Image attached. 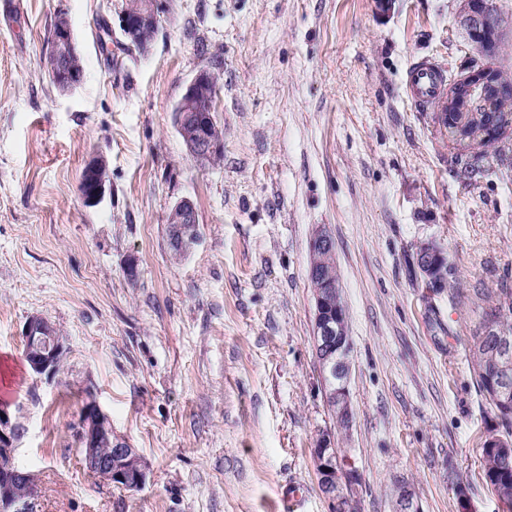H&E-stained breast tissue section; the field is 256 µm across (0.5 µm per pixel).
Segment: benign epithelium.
<instances>
[{
  "label": "benign epithelium",
  "instance_id": "1",
  "mask_svg": "<svg viewBox=\"0 0 512 512\" xmlns=\"http://www.w3.org/2000/svg\"><path fill=\"white\" fill-rule=\"evenodd\" d=\"M123 25L128 34L148 44L158 30V5L156 0H140L133 14H123ZM485 63L481 69L471 71L457 85L448 90V111L464 112L466 95L506 91L495 66L494 50L480 49ZM51 77L62 90H73L83 82V67L72 28H65L54 38L51 52ZM217 86L215 73L202 70L186 86L174 109V124L184 136L189 155L204 165L218 153L220 144L205 133L206 123L212 121L213 92ZM105 160H91L84 171L86 192L84 203L98 204L106 191L103 172ZM168 223L177 225L173 244L189 252L197 242L196 212L193 203L183 199L168 212ZM311 262L308 276L317 283L314 331L319 343L320 369L324 381L336 382L330 397L336 404V419L346 424L352 422V409L347 387L350 374L348 345L345 334L336 328V318L327 311V304L339 293L336 281L329 276L335 262V244L331 236L319 231L311 241ZM445 253L433 244H424L420 262L425 277L440 282L447 278ZM26 356L34 373L48 378L56 375L57 365L64 357V340L55 333L53 325L40 315L31 316L22 331ZM24 433L20 422L0 407V512H30L28 499L32 496L31 476L15 465L17 442ZM81 458L84 467L107 485H117L128 490L142 487L147 478V467L135 449L117 438L109 448L102 447L106 438L112 437V424L96 402L87 399L79 418ZM319 483L322 492L336 502L335 512H349V498L340 494L341 487H354V481L340 468L336 449L330 441L321 444ZM396 512H420L411 490L402 486V496L396 500Z\"/></svg>",
  "mask_w": 512,
  "mask_h": 512
}]
</instances>
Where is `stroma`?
I'll list each match as a JSON object with an SVG mask.
<instances>
[{"label": "stroma", "mask_w": 512, "mask_h": 512, "mask_svg": "<svg viewBox=\"0 0 512 512\" xmlns=\"http://www.w3.org/2000/svg\"><path fill=\"white\" fill-rule=\"evenodd\" d=\"M125 3L0 0V405L25 429L15 462L34 476L32 512H333L314 455L326 434L362 478L356 512H394L401 480L420 512H507L482 477L496 421L465 339L478 293L512 288V167L462 183L456 149L402 88L422 57L452 81L467 71L461 0H158L157 36L132 54ZM60 13L84 70L71 91L46 69ZM203 69L222 132L206 165L173 120ZM95 157L106 192L89 206ZM185 198L199 241L176 259L166 218ZM322 229L351 336L347 429L312 344ZM426 242L456 290L410 274ZM34 315L66 340L51 379L24 358ZM89 394L146 463L141 488L82 467ZM106 162L102 158L91 160L84 171L86 192L82 194V199L87 205H97L104 197L106 191V178L103 172Z\"/></svg>", "instance_id": "1"}]
</instances>
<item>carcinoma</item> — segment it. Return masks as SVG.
Returning a JSON list of instances; mask_svg holds the SVG:
<instances>
[{"instance_id":"1","label":"carcinoma","mask_w":512,"mask_h":512,"mask_svg":"<svg viewBox=\"0 0 512 512\" xmlns=\"http://www.w3.org/2000/svg\"><path fill=\"white\" fill-rule=\"evenodd\" d=\"M512 123V93L490 95L471 101V111L450 112L443 129L448 140L470 152L461 166L464 180L476 182L484 175L489 160H509L498 144L500 130ZM468 351L479 390L493 406L502 430L483 441L482 473L485 484L508 508H512V367L499 370L502 356L512 358V291L507 288L487 300L478 326L469 336Z\"/></svg>"}]
</instances>
